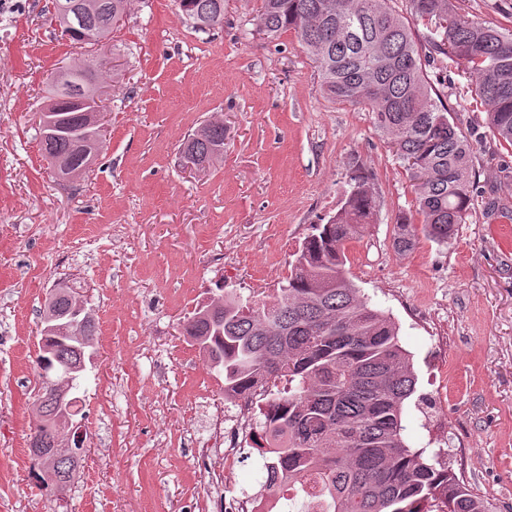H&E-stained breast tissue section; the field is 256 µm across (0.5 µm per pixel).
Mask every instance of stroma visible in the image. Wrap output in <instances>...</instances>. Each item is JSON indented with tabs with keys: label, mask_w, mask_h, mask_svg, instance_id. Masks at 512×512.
<instances>
[{
	"label": "stroma",
	"mask_w": 512,
	"mask_h": 512,
	"mask_svg": "<svg viewBox=\"0 0 512 512\" xmlns=\"http://www.w3.org/2000/svg\"><path fill=\"white\" fill-rule=\"evenodd\" d=\"M52 0H0V512H54L28 450L41 379L40 313L80 282L97 326L74 421L86 455L69 512H215L198 450L225 408L224 377L182 325L217 288L275 294L313 225L354 177L375 215L345 248L349 280L400 327L417 376L404 438L461 474L489 512H512V149L475 145L474 212L445 246H394L420 224L403 163L361 107L329 101L294 32L270 38L260 0H224L201 31L176 0H133L104 47L105 137L96 164L57 181L35 137L49 80L80 50ZM453 118L484 128L468 73L429 69ZM224 122V155L205 171L179 147Z\"/></svg>",
	"instance_id": "1"
}]
</instances>
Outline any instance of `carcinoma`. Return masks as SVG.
Instances as JSON below:
<instances>
[{
  "mask_svg": "<svg viewBox=\"0 0 512 512\" xmlns=\"http://www.w3.org/2000/svg\"><path fill=\"white\" fill-rule=\"evenodd\" d=\"M74 16L80 45L108 38L127 15L130 0H95ZM392 0H261L257 21L272 37L292 30L334 101L371 111L408 172L422 227L402 219L394 243L408 251L417 232L446 244L473 210L471 133L451 118L444 93L426 68L465 66L472 92L486 112L490 141L512 147V30L459 13L451 0H409V16ZM183 14L214 26L224 0H179ZM428 30L418 38L414 25ZM86 75L48 84L44 99L68 132L38 128L43 150L75 169L88 162L77 135L92 134L80 99L99 89L106 70L88 63ZM224 151V123L211 121L183 143L193 164ZM373 191L354 178L340 210L314 226L296 253L287 284L272 300L220 296L216 319L202 303L184 322L183 335L224 372V398L266 397L260 439L266 456L264 488L288 494V512L306 499L318 512H488L484 499L450 467H436L404 439L403 408L416 375L390 315L370 306L346 277L345 244L370 223ZM78 286L56 285L46 300L54 330H40L37 360L45 376L79 362L60 326L76 319L95 336L90 308L74 313ZM36 425L55 426L59 410L48 393L36 400Z\"/></svg>",
  "mask_w": 512,
  "mask_h": 512,
  "instance_id": "carcinoma-1",
  "label": "carcinoma"
}]
</instances>
